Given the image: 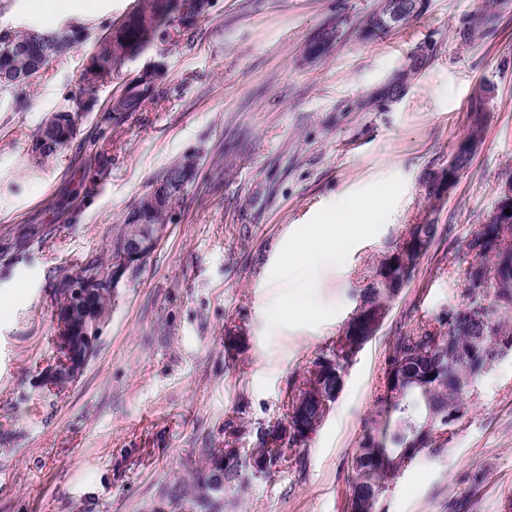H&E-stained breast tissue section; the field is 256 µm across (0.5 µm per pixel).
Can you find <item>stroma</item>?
<instances>
[{"label": "stroma", "instance_id": "1", "mask_svg": "<svg viewBox=\"0 0 512 512\" xmlns=\"http://www.w3.org/2000/svg\"><path fill=\"white\" fill-rule=\"evenodd\" d=\"M0 0V27L82 25L89 37L28 87L0 91V512H149L226 435L242 448L285 410L294 379L335 341L380 259L415 224L437 237L347 369L338 400L295 464L224 496V512H349L353 459L400 331L463 302L469 235L512 175V0H420L367 35L378 0H211L191 42L148 50L97 89L71 142L34 162L43 119L72 107L101 34L138 0ZM348 19L324 55L316 29ZM163 60L165 95L107 120L125 82ZM482 108L484 133L440 206L427 179L447 166ZM196 172L168 233L112 295L94 357L58 389L56 276L108 261L119 224L172 162ZM379 194L341 258L318 255L313 285L283 265L299 231ZM299 294L308 314L282 317ZM439 453L420 454L377 512H506L512 505V358Z\"/></svg>", "mask_w": 512, "mask_h": 512}]
</instances>
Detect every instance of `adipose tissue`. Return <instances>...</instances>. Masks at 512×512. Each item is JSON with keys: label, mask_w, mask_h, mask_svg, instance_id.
Here are the masks:
<instances>
[{"label": "adipose tissue", "mask_w": 512, "mask_h": 512, "mask_svg": "<svg viewBox=\"0 0 512 512\" xmlns=\"http://www.w3.org/2000/svg\"><path fill=\"white\" fill-rule=\"evenodd\" d=\"M382 205L378 198H359L323 224L305 227L296 237L293 254L311 257L318 253L341 255L365 232L367 218Z\"/></svg>", "instance_id": "1"}]
</instances>
